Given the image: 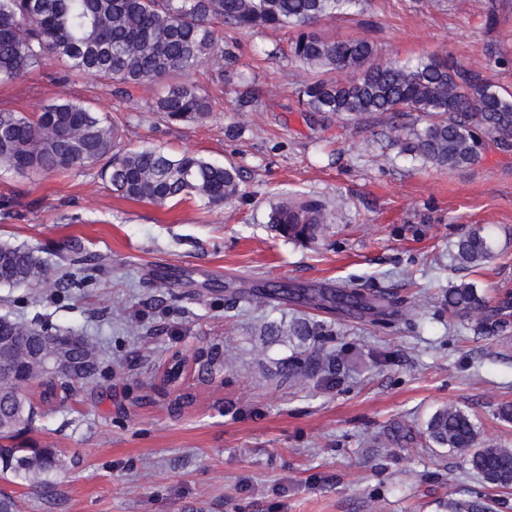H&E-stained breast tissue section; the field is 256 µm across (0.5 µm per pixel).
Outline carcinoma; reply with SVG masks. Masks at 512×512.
<instances>
[{
	"label": "carcinoma",
	"mask_w": 512,
	"mask_h": 512,
	"mask_svg": "<svg viewBox=\"0 0 512 512\" xmlns=\"http://www.w3.org/2000/svg\"><path fill=\"white\" fill-rule=\"evenodd\" d=\"M361 0H0V84L19 81L50 58L91 78L110 77L132 89L164 82L151 109L170 122H199L213 111L208 91L183 76L207 59L224 58L215 24L250 31L297 28L292 55L314 76L302 90L311 112L357 123L376 115L390 121L389 141L399 152L438 169H459L480 161L487 147L512 149V92L446 57L433 55L399 63L381 57L361 38L331 39L313 24L348 13ZM119 128L80 101L42 107L32 117L0 108V168L20 176L48 175L107 160L117 197L163 206L195 202L230 203L241 194L232 164L185 152L173 156L157 147L116 150ZM269 222L282 237L315 244L323 235L322 205L288 200L275 205ZM501 255L497 237L479 226L460 236L450 253L459 274L442 295L448 318L474 322L477 335L506 330L512 323V293L496 300L467 278ZM34 251L0 243V286L38 285L46 278ZM250 296L265 303L296 302L310 312L265 323L260 335L288 337L291 354L280 363L290 379H317L340 373L342 358L325 347L336 322L312 311L344 315L373 327L397 323L409 298L391 286L367 292L344 286L283 288L268 284ZM68 335L61 328L0 318V339L21 340L36 350ZM79 371L74 384L98 372L95 347L83 339L72 346ZM39 400L54 397L53 381L38 371ZM39 416L38 404L21 383L0 382V474L17 485L49 493L61 470L56 450H33L25 435ZM428 448L461 458L479 481L462 497L440 503L442 512H496L505 504L487 490L512 489V448L484 437L473 416L455 405L437 408L420 432Z\"/></svg>",
	"instance_id": "obj_1"
}]
</instances>
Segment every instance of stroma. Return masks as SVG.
Listing matches in <instances>:
<instances>
[{"mask_svg":"<svg viewBox=\"0 0 512 512\" xmlns=\"http://www.w3.org/2000/svg\"><path fill=\"white\" fill-rule=\"evenodd\" d=\"M327 37L363 38L384 58L431 55L464 63L512 91V0H362L318 25ZM229 58L190 78L214 110L172 123L149 106L161 87L125 96L109 81L65 72L55 60L0 85V107L30 116L53 101L83 102L114 121L121 148L160 147L233 163L232 204L155 206L113 197L101 164L49 176L0 169V242L37 252L38 288L0 287V317L71 330L100 354L95 383L43 406L31 443L66 462L51 494L0 479L21 512H442L477 487L459 457L417 433L444 404L471 413L484 436L512 447L493 416L512 401V329L477 335L437 300L452 282L448 247L492 229L503 258L473 279L512 291V151L474 165H422L388 144L389 123L304 111L310 71L290 53L295 29L224 28ZM325 205L318 244L280 237L271 205ZM106 264L84 288L79 258ZM286 286L394 284L416 308L388 327L339 326L331 345L349 370L339 383L277 377L287 342L258 330L295 304L239 302L259 281ZM220 346L216 380L188 365L173 410L159 377L174 351Z\"/></svg>","mask_w":512,"mask_h":512,"instance_id":"obj_1","label":"stroma"}]
</instances>
